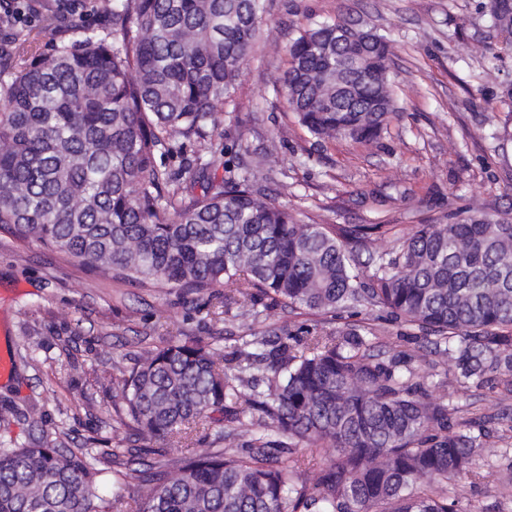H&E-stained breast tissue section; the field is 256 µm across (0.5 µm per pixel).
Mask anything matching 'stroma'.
Here are the masks:
<instances>
[{"label":"stroma","instance_id":"35a3bbf8","mask_svg":"<svg viewBox=\"0 0 512 512\" xmlns=\"http://www.w3.org/2000/svg\"><path fill=\"white\" fill-rule=\"evenodd\" d=\"M482 0H267L262 31L224 106L219 143L235 145L272 199L296 217L336 226L380 224L371 250L394 247L417 224H448L479 210L512 219V105L499 97L512 84V52L487 22ZM366 22L391 47L389 76L399 111L371 144L323 141L303 128L277 90L286 47L303 26ZM203 295L144 288L87 272L66 255L0 230V347L12 359L0 379V443H24L57 429L66 447L89 437L130 448L129 428L113 431L125 411L110 379L147 348L197 336L231 354L243 336H270L340 318L278 305L252 321L210 313ZM369 328L372 353L410 357L433 398L452 394L455 378L417 328L357 316ZM469 410L493 454L476 453L474 477L452 486L461 512H512V400L497 381L472 387ZM37 406V418L27 416Z\"/></svg>","mask_w":512,"mask_h":512}]
</instances>
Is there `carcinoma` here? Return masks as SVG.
<instances>
[{"label": "carcinoma", "mask_w": 512, "mask_h": 512, "mask_svg": "<svg viewBox=\"0 0 512 512\" xmlns=\"http://www.w3.org/2000/svg\"><path fill=\"white\" fill-rule=\"evenodd\" d=\"M512 47V0H487ZM266 0H112V28L40 13L50 48L14 30L0 58V229L102 277L196 293L257 320L284 303L383 310L434 335L458 399L499 376L512 397V221L474 212L418 224L390 251L380 225L301 222L211 144L260 33ZM299 29L279 79L289 110L322 140L373 141L397 114L389 45L372 27ZM199 148L181 157L185 142ZM224 168L216 179L212 171ZM200 193H195V188ZM271 303L264 302V299ZM364 326L253 334L229 359L199 338L147 351L112 379L151 464L130 448L73 451L43 438L0 448V512H108L94 486L137 487L131 512H459L448 486L473 475L486 434L450 431L411 359L368 353ZM263 366L266 390L249 371ZM221 414L230 423L216 428ZM202 431L214 448L179 451ZM332 449L308 479L298 449Z\"/></svg>", "instance_id": "carcinoma-1"}]
</instances>
